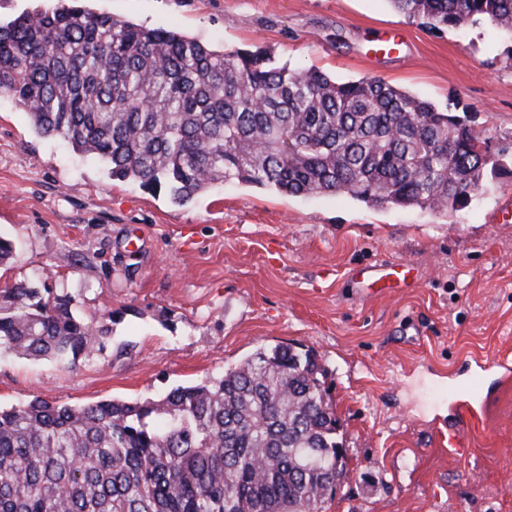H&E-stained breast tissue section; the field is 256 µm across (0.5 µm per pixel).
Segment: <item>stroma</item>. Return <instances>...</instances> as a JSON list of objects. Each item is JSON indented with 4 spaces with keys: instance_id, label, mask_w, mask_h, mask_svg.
Segmentation results:
<instances>
[{
    "instance_id": "35a3bbf8",
    "label": "stroma",
    "mask_w": 512,
    "mask_h": 512,
    "mask_svg": "<svg viewBox=\"0 0 512 512\" xmlns=\"http://www.w3.org/2000/svg\"><path fill=\"white\" fill-rule=\"evenodd\" d=\"M84 6L341 81L383 79L468 115L512 162V33L488 22L431 30L388 0ZM386 33L398 50L375 52ZM486 183L450 218L238 181L179 205L37 135L0 96V235L15 246L0 289L47 281L108 327L103 350L63 365L0 353V406L157 400L258 348L309 349L327 371L348 470L327 512H512V378L494 365L512 359V172ZM385 259L417 264L420 283L357 295L348 269ZM474 379L485 423L452 456L437 432Z\"/></svg>"
}]
</instances>
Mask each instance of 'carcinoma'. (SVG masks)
<instances>
[{
  "mask_svg": "<svg viewBox=\"0 0 512 512\" xmlns=\"http://www.w3.org/2000/svg\"><path fill=\"white\" fill-rule=\"evenodd\" d=\"M79 0L0 25V95L36 132L179 203L236 179L453 216L501 162L467 116L379 78L217 51ZM431 28L512 31V0H388ZM68 294L0 291V352L63 362L108 327ZM317 356L261 348L160 400L0 408V512H324L346 475Z\"/></svg>",
  "mask_w": 512,
  "mask_h": 512,
  "instance_id": "cac0c4a2",
  "label": "carcinoma"
}]
</instances>
